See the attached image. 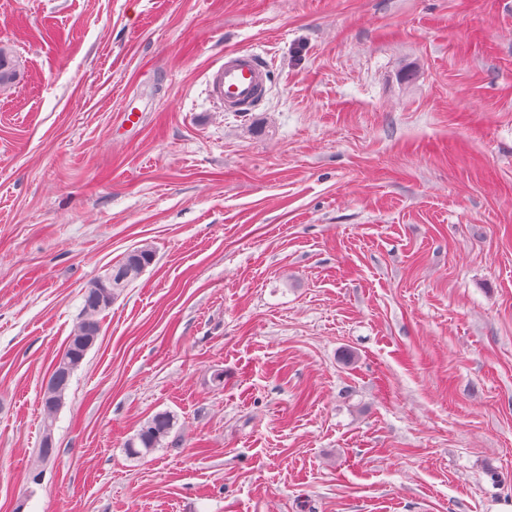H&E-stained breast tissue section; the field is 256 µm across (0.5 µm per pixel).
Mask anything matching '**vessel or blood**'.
<instances>
[{
	"mask_svg": "<svg viewBox=\"0 0 512 512\" xmlns=\"http://www.w3.org/2000/svg\"><path fill=\"white\" fill-rule=\"evenodd\" d=\"M268 73V63L258 53L251 50L228 53L209 76L210 90L225 111L251 112L264 100Z\"/></svg>",
	"mask_w": 512,
	"mask_h": 512,
	"instance_id": "1",
	"label": "vessel or blood"
}]
</instances>
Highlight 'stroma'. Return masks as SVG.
<instances>
[{"instance_id": "1", "label": "stroma", "mask_w": 512, "mask_h": 512, "mask_svg": "<svg viewBox=\"0 0 512 512\" xmlns=\"http://www.w3.org/2000/svg\"><path fill=\"white\" fill-rule=\"evenodd\" d=\"M1 45L0 512L512 506V0H0ZM268 63L258 53L239 50L224 55V62L209 76L213 96L227 112H252L264 100ZM154 259L155 253L147 245L131 250L122 260L112 265L107 273L94 279L84 289L79 321L57 357L59 366L41 388L42 437L40 447L37 448L39 463L45 464L56 456L54 436L51 438L48 435L51 440H47V428L53 431L56 412L63 403L72 376L101 335L100 316L112 306L124 288L141 276ZM91 341L92 345L87 348ZM175 427V417L168 411L155 413L129 438L124 452L130 458L141 459L159 448L173 447L177 444L169 440Z\"/></svg>"}]
</instances>
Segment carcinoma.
Returning <instances> with one entry per match:
<instances>
[{"label":"carcinoma","instance_id":"obj_1","mask_svg":"<svg viewBox=\"0 0 512 512\" xmlns=\"http://www.w3.org/2000/svg\"><path fill=\"white\" fill-rule=\"evenodd\" d=\"M17 78V64L11 52L0 47V88L12 84ZM155 259L151 247L145 245L125 254L112 265L103 276L94 279L82 294L79 321L68 336L59 366L50 374L41 388L42 437L37 448V460L44 464L56 456L55 442L47 440V428L54 426L56 412L63 403L75 371L81 366L89 352L88 344L97 342L101 335L100 316L105 313L124 290L136 281ZM175 427V417L168 411L150 417L129 438L124 452L130 458L141 459L160 448L176 445L170 440Z\"/></svg>","mask_w":512,"mask_h":512}]
</instances>
